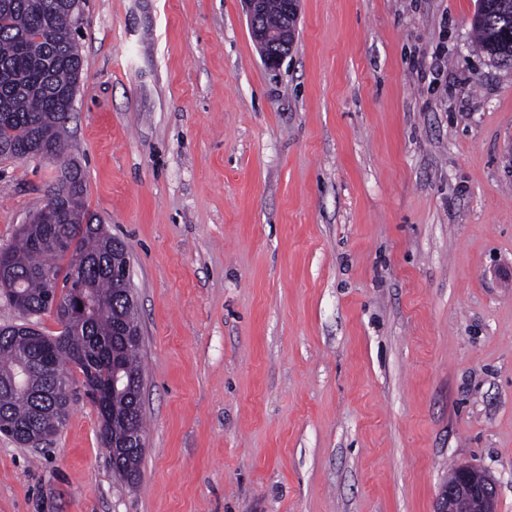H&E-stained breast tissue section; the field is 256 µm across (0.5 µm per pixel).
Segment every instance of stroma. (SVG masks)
I'll return each instance as SVG.
<instances>
[{
    "instance_id": "35a3bbf8",
    "label": "stroma",
    "mask_w": 512,
    "mask_h": 512,
    "mask_svg": "<svg viewBox=\"0 0 512 512\" xmlns=\"http://www.w3.org/2000/svg\"><path fill=\"white\" fill-rule=\"evenodd\" d=\"M478 0H301L278 69L244 0H84L64 125L127 247L146 448L112 468L68 367L51 443L0 435V512H512V69ZM57 164L0 161V249ZM145 450V442L139 446L131 441L122 448H116L112 459V465L128 483L135 484L140 477V466ZM440 492L437 512H496V487L481 469L460 466L452 470Z\"/></svg>"
}]
</instances>
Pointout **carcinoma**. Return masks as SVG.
I'll return each mask as SVG.
<instances>
[{"label":"carcinoma","mask_w":512,"mask_h":512,"mask_svg":"<svg viewBox=\"0 0 512 512\" xmlns=\"http://www.w3.org/2000/svg\"><path fill=\"white\" fill-rule=\"evenodd\" d=\"M70 0H0V152L61 162L60 128L73 108L71 89L83 69L77 47L80 12ZM479 49L512 65V0H485L471 24ZM50 192L52 205L21 225L6 248L8 277L0 291L24 315L52 310L48 293L62 298L80 291L91 310L56 336L37 341L24 326L0 328V431L22 445L38 446L57 432L68 413V384L51 372L76 366L91 396H100V438L122 435L125 427L145 433L141 342L126 335L139 328L134 304L112 268L129 264L125 244L95 222L83 198L80 168L61 162ZM145 447L115 449L112 465L127 482L140 477Z\"/></svg>","instance_id":"obj_1"}]
</instances>
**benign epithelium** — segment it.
Wrapping results in <instances>:
<instances>
[{"instance_id":"1","label":"benign epithelium","mask_w":512,"mask_h":512,"mask_svg":"<svg viewBox=\"0 0 512 512\" xmlns=\"http://www.w3.org/2000/svg\"><path fill=\"white\" fill-rule=\"evenodd\" d=\"M253 41L270 68L281 63L284 51L291 47L299 18L300 0H283L282 20L276 29L262 25L268 0H246ZM83 297L75 293L66 300H55L53 311L65 321L81 318L85 313ZM437 512H497L496 487L481 469L472 466L456 468L454 479L446 482L440 492Z\"/></svg>"}]
</instances>
